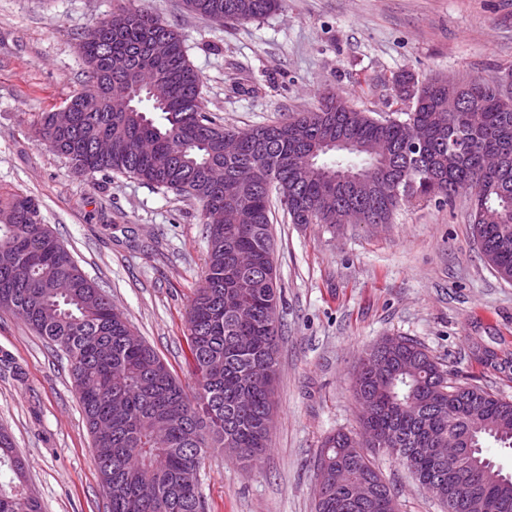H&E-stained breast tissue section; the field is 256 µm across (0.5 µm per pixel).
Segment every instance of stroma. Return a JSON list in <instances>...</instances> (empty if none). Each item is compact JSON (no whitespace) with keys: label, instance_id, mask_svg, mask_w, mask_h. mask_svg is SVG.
Instances as JSON below:
<instances>
[{"label":"stroma","instance_id":"1","mask_svg":"<svg viewBox=\"0 0 512 512\" xmlns=\"http://www.w3.org/2000/svg\"><path fill=\"white\" fill-rule=\"evenodd\" d=\"M177 30L205 110L247 130L317 108L329 94L394 116L392 79L512 83V0H288L244 23L190 14L182 0H135ZM120 0H0V189L41 204L43 221L85 275L181 379L192 373L187 311L207 253L201 207L113 172L83 173L39 146L38 113L86 85L81 35ZM468 195L405 205L388 224L273 223L282 289L275 411L252 464L208 451L207 512H315L322 439L359 429L362 353L386 336L424 345L452 373L512 401V282L480 254ZM507 358L493 369L473 343ZM0 427L28 467L42 512H108L69 361L0 313ZM398 512H444L391 457H375Z\"/></svg>","mask_w":512,"mask_h":512}]
</instances>
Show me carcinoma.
<instances>
[{
    "instance_id": "carcinoma-1",
    "label": "carcinoma",
    "mask_w": 512,
    "mask_h": 512,
    "mask_svg": "<svg viewBox=\"0 0 512 512\" xmlns=\"http://www.w3.org/2000/svg\"><path fill=\"white\" fill-rule=\"evenodd\" d=\"M288 0H183L215 23L248 22ZM163 39L157 64L150 45ZM86 88L68 101L69 124L55 112L33 122L38 144L76 169L108 171L191 197L202 207L208 253L188 312L192 378L181 381L112 299L78 267L42 222L39 203L23 192H0V311L22 319L67 353L72 384L92 438L109 512H206L184 472L200 467L213 443L238 448L241 461L269 448L277 376L280 298L274 266L272 203L288 204L293 224H336V191L321 161L323 141L344 134L362 149L361 169L373 180L398 182L371 223L419 200H471L472 235L504 281L512 278V112L502 110L494 82L423 85L401 103L406 119L342 112L338 95L316 110L250 130L226 128L205 111L200 79L180 35L140 6H121L95 22L80 44ZM158 77L170 93L158 106L141 94L127 108L129 88ZM382 354L371 377L365 359ZM360 430L322 442L314 467L345 470L344 484L317 483L315 512H391L390 485L367 449L399 461L419 486L452 512H469V496L486 512H512V477L501 480L483 455L489 440L512 449V401L453 380L419 342L392 336L361 356L354 381ZM0 512H41L25 463L0 428Z\"/></svg>"
}]
</instances>
